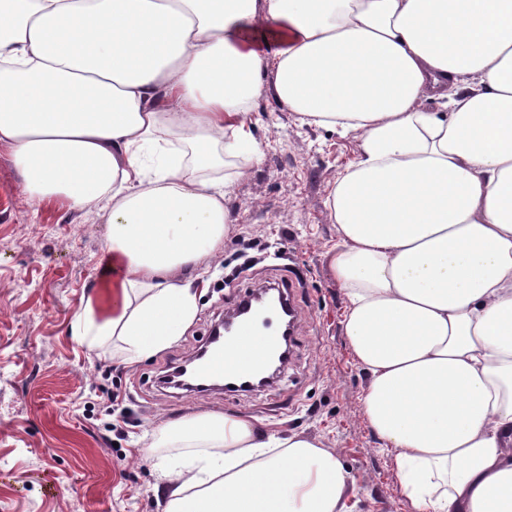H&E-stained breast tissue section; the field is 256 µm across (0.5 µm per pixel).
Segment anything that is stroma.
Masks as SVG:
<instances>
[{
  "mask_svg": "<svg viewBox=\"0 0 512 512\" xmlns=\"http://www.w3.org/2000/svg\"><path fill=\"white\" fill-rule=\"evenodd\" d=\"M247 123L264 160L224 168L232 222L224 253L197 283L196 315L173 343L127 364L70 333L106 244V213L32 210L10 151L0 146V512H164L158 461L144 453L159 425L232 411L274 432L316 438L349 473L351 512H413L393 453L362 415L367 377L342 325L344 293L326 253L337 241L330 190L355 160L358 136L302 123L270 96ZM288 281L296 301L292 358L252 392L158 386L207 341L252 289Z\"/></svg>",
  "mask_w": 512,
  "mask_h": 512,
  "instance_id": "1",
  "label": "stroma"
}]
</instances>
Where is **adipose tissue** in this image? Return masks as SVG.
Instances as JSON below:
<instances>
[{"instance_id":"ef3b65f1","label":"adipose tissue","mask_w":512,"mask_h":512,"mask_svg":"<svg viewBox=\"0 0 512 512\" xmlns=\"http://www.w3.org/2000/svg\"><path fill=\"white\" fill-rule=\"evenodd\" d=\"M359 135L330 192L362 412L415 512H512V0H0V145L33 209L108 214L72 325L133 364L224 250L225 159L265 94ZM448 100L430 112L425 100ZM164 512H346L333 450L238 414L170 420Z\"/></svg>"}]
</instances>
